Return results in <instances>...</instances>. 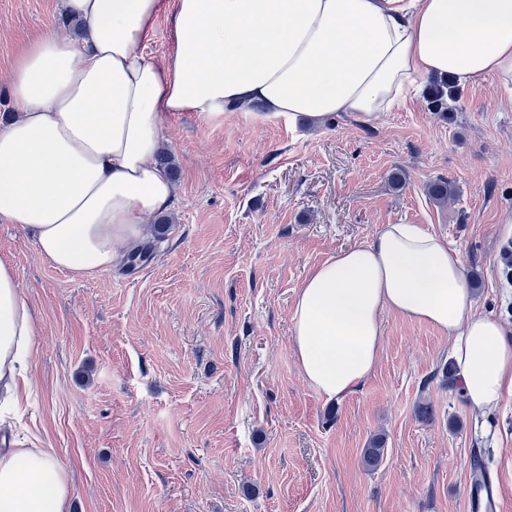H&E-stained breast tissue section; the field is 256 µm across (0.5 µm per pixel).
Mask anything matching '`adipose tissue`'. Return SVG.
Returning <instances> with one entry per match:
<instances>
[{"label":"adipose tissue","instance_id":"ef3b65f1","mask_svg":"<svg viewBox=\"0 0 512 512\" xmlns=\"http://www.w3.org/2000/svg\"><path fill=\"white\" fill-rule=\"evenodd\" d=\"M85 36H44L17 59L16 117L0 127V222L32 233L72 278L117 266L176 188L157 162L162 120L261 107L318 123L365 121L413 98L419 78L512 82V0H64ZM172 13L164 60L144 51ZM431 325L452 342L477 411L512 397V341L475 311L458 252L416 224H386L316 266L293 307V352L334 399L372 374L381 315ZM36 324L13 265L0 259V429L28 398ZM66 469L32 438L0 440V512H69Z\"/></svg>","mask_w":512,"mask_h":512}]
</instances>
